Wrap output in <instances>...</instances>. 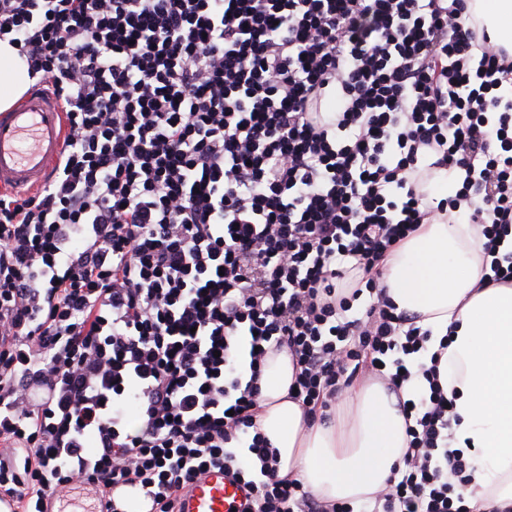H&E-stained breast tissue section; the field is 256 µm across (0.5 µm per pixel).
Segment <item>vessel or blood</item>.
Wrapping results in <instances>:
<instances>
[{
	"mask_svg": "<svg viewBox=\"0 0 512 512\" xmlns=\"http://www.w3.org/2000/svg\"><path fill=\"white\" fill-rule=\"evenodd\" d=\"M67 135L64 108L52 95L29 90L0 112V193L38 191ZM255 493L233 474L209 470L185 490L180 512H252Z\"/></svg>",
	"mask_w": 512,
	"mask_h": 512,
	"instance_id": "1",
	"label": "vessel or blood"
}]
</instances>
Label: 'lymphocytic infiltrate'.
Returning <instances> with one entry per match:
<instances>
[{"instance_id": "lymphocytic-infiltrate-1", "label": "lymphocytic infiltrate", "mask_w": 512, "mask_h": 512, "mask_svg": "<svg viewBox=\"0 0 512 512\" xmlns=\"http://www.w3.org/2000/svg\"><path fill=\"white\" fill-rule=\"evenodd\" d=\"M472 3L0 0V41L68 123L50 182L0 194V496L17 512L80 486L177 512L207 467L253 486L255 512H471L439 356L377 266L427 216L408 174L448 167L447 206L474 202L512 283V47ZM272 349L311 424L360 373L396 394L425 380L398 402L409 448L375 496L327 505L277 478L254 422Z\"/></svg>"}]
</instances>
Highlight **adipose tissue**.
Here are the masks:
<instances>
[{
    "label": "adipose tissue",
    "mask_w": 512,
    "mask_h": 512,
    "mask_svg": "<svg viewBox=\"0 0 512 512\" xmlns=\"http://www.w3.org/2000/svg\"><path fill=\"white\" fill-rule=\"evenodd\" d=\"M30 84L25 58L0 41V109ZM466 213L460 207L450 219L418 225L379 267L397 309L417 314L433 341L449 340L439 368L460 418L456 445L482 453L464 495L472 512H492L512 504V283L488 281L482 227L467 223ZM293 381L290 356L269 354L255 422L278 452L279 477L301 481L327 504L381 491L409 446L396 396L379 380L356 384L332 421L310 427L289 395Z\"/></svg>",
    "instance_id": "1"
}]
</instances>
